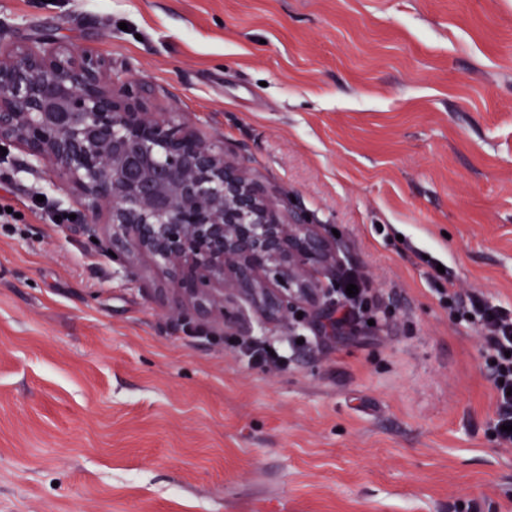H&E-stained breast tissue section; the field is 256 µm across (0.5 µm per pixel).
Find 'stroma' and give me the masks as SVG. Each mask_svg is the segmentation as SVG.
<instances>
[{
    "instance_id": "obj_1",
    "label": "stroma",
    "mask_w": 512,
    "mask_h": 512,
    "mask_svg": "<svg viewBox=\"0 0 512 512\" xmlns=\"http://www.w3.org/2000/svg\"><path fill=\"white\" fill-rule=\"evenodd\" d=\"M13 41L105 55L335 234L390 302L290 367L242 364L188 311L35 200L77 212L8 146L0 202V512H512L483 339L462 294L512 307V0H0Z\"/></svg>"
}]
</instances>
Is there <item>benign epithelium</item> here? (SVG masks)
Instances as JSON below:
<instances>
[{"instance_id": "benign-epithelium-1", "label": "benign epithelium", "mask_w": 512, "mask_h": 512, "mask_svg": "<svg viewBox=\"0 0 512 512\" xmlns=\"http://www.w3.org/2000/svg\"><path fill=\"white\" fill-rule=\"evenodd\" d=\"M0 26V142L22 149L84 201L87 223L131 271L149 258L175 288L224 313L251 305L324 325L334 244L301 210L283 213L257 176L219 142L170 113L146 112L141 91L115 87L112 61Z\"/></svg>"}]
</instances>
